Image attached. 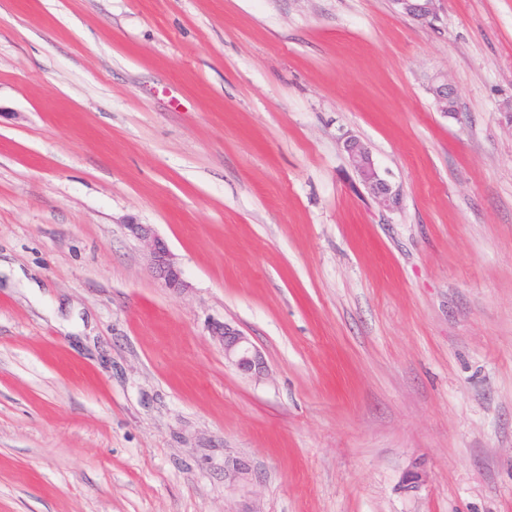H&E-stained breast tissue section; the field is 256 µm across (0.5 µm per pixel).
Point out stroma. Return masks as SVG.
Instances as JSON below:
<instances>
[{
    "mask_svg": "<svg viewBox=\"0 0 512 512\" xmlns=\"http://www.w3.org/2000/svg\"><path fill=\"white\" fill-rule=\"evenodd\" d=\"M0 512H512V0H0ZM395 11L403 18L432 23L437 18V0H391ZM345 150L368 194L382 208H393L399 202L400 190L381 176L369 149L358 140H350ZM126 229L130 236L147 246L150 269L155 277L168 288H183L184 279L181 268L177 265L165 242L155 234L151 225L130 224ZM210 334L215 336L224 348V358L247 375H260L266 371V363L262 353L249 338L237 327L224 322H213Z\"/></svg>",
    "mask_w": 512,
    "mask_h": 512,
    "instance_id": "1",
    "label": "stroma"
}]
</instances>
